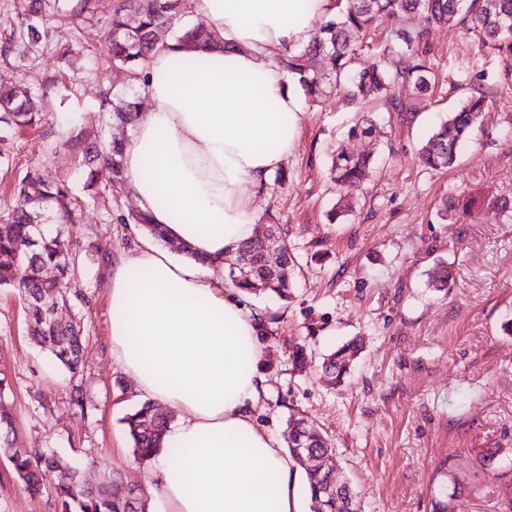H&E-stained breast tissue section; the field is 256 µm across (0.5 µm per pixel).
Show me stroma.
I'll return each instance as SVG.
<instances>
[{"label":"stroma","instance_id":"obj_1","mask_svg":"<svg viewBox=\"0 0 512 512\" xmlns=\"http://www.w3.org/2000/svg\"><path fill=\"white\" fill-rule=\"evenodd\" d=\"M95 4L78 21L50 18L52 42L36 50L19 42L0 57V84L30 92L44 114L40 127L6 134L0 205L13 203L27 168L48 181L69 178L78 222L64 232L93 247L72 284L83 299L58 310L85 329L78 377L30 342L21 302L0 289V372L10 382L0 407L15 418L14 431L0 437V512H58L52 487L25 489L6 445L39 450L89 480L114 472L142 490L151 472L134 462L122 423L143 395L112 360L106 288L107 258L137 246L144 231L111 220L135 208L121 184L88 197L81 158L60 142L85 129L106 142L131 131L99 109L102 87L121 94L128 81L104 60L115 0ZM404 26L426 30V46L410 50L390 39L387 20L352 32L351 43L359 60L380 54L390 70L415 56L435 78L426 101L415 103L408 84L395 89L407 112L383 100L351 102L341 88L303 101L294 153L252 192L256 224L275 225L297 261L290 300L240 297L263 321L258 371L268 390L255 416L281 438L293 413L319 428L360 512H512V332L505 328L512 321V212L494 205L512 202V55L459 25L430 26L414 15ZM61 41L72 57L58 55ZM475 91L485 110L455 164L421 165L418 149ZM342 151L369 155L372 165L339 188L330 168ZM460 195L484 205L441 221L443 201ZM339 207L344 218L329 222ZM441 263L451 281L439 291L429 274ZM353 338L362 342L360 354L343 382L330 383L324 355ZM76 387L81 408L71 402Z\"/></svg>","mask_w":512,"mask_h":512}]
</instances>
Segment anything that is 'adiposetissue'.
Masks as SVG:
<instances>
[{
    "label": "adipose tissue",
    "instance_id": "1",
    "mask_svg": "<svg viewBox=\"0 0 512 512\" xmlns=\"http://www.w3.org/2000/svg\"><path fill=\"white\" fill-rule=\"evenodd\" d=\"M208 49L170 39L151 54L148 110L123 144V185L167 241L115 253L107 286L112 358L151 401L177 413L148 480L161 512H298L295 462L259 426L267 392L257 312L224 285V257L250 239L249 188L292 153L301 92L282 63L331 0H191ZM195 68L175 79L177 59Z\"/></svg>",
    "mask_w": 512,
    "mask_h": 512
}]
</instances>
